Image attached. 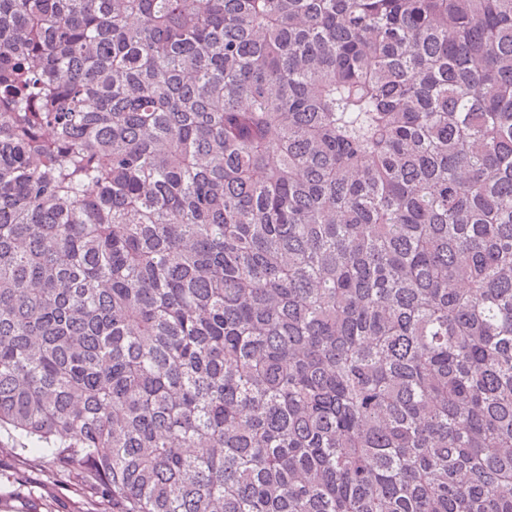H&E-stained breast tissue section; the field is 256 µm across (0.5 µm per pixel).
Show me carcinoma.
<instances>
[{
    "label": "carcinoma",
    "instance_id": "cac0c4a2",
    "mask_svg": "<svg viewBox=\"0 0 512 512\" xmlns=\"http://www.w3.org/2000/svg\"><path fill=\"white\" fill-rule=\"evenodd\" d=\"M0 427L93 512H512V0H0Z\"/></svg>",
    "mask_w": 512,
    "mask_h": 512
}]
</instances>
